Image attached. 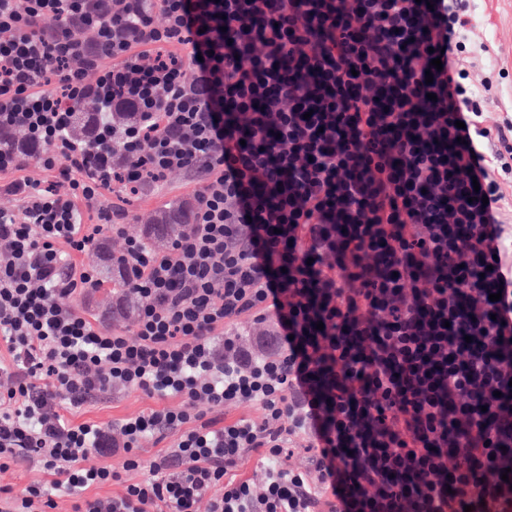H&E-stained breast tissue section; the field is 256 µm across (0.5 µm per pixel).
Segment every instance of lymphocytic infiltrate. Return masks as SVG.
Masks as SVG:
<instances>
[{"label":"lymphocytic infiltrate","instance_id":"1","mask_svg":"<svg viewBox=\"0 0 512 512\" xmlns=\"http://www.w3.org/2000/svg\"><path fill=\"white\" fill-rule=\"evenodd\" d=\"M471 33L468 0H0V135L67 185L0 142V472L50 479L0 512H55L54 488L72 512H512V120L486 123ZM174 171L204 176L191 221L127 239L133 331L103 328L74 257L128 221L105 191ZM244 315L274 317L266 353L229 333ZM119 387L179 404L76 421ZM242 404L261 419L222 418ZM307 433L311 470L284 467Z\"/></svg>","mask_w":512,"mask_h":512}]
</instances>
